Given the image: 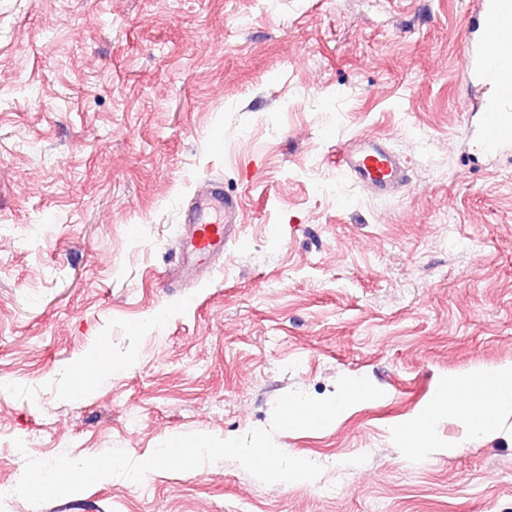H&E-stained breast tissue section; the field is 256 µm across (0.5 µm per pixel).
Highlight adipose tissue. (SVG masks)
<instances>
[{"label": "adipose tissue", "instance_id": "adipose-tissue-1", "mask_svg": "<svg viewBox=\"0 0 512 512\" xmlns=\"http://www.w3.org/2000/svg\"><path fill=\"white\" fill-rule=\"evenodd\" d=\"M481 377L496 381L498 393L494 402H486L483 395H468L460 399V392H465V384L453 381L443 382L435 395L434 406L425 411L411 424H401L398 432L406 438L426 437L433 430L434 423L440 415L446 414L456 418L468 430L480 431L492 408L512 405V363L501 364L481 370Z\"/></svg>", "mask_w": 512, "mask_h": 512}]
</instances>
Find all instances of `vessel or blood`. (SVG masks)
Masks as SVG:
<instances>
[{"mask_svg": "<svg viewBox=\"0 0 512 512\" xmlns=\"http://www.w3.org/2000/svg\"><path fill=\"white\" fill-rule=\"evenodd\" d=\"M463 66L481 93L483 147L493 151L512 142V0H481L468 22ZM336 169L379 196L392 194L410 181L399 156L374 138L337 145ZM240 216L238 199L225 196L213 183L200 186L181 227L180 274L212 269L227 250L243 246Z\"/></svg>", "mask_w": 512, "mask_h": 512, "instance_id": "vessel-or-blood-1", "label": "vessel or blood"}]
</instances>
